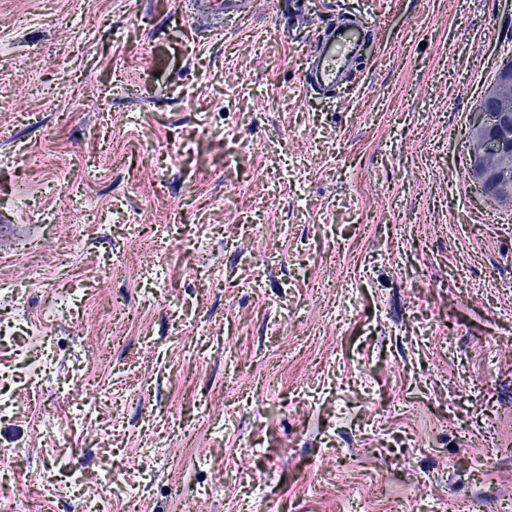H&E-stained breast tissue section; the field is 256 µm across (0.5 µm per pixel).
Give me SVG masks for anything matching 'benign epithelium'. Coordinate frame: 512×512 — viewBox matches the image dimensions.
<instances>
[{
    "label": "benign epithelium",
    "mask_w": 512,
    "mask_h": 512,
    "mask_svg": "<svg viewBox=\"0 0 512 512\" xmlns=\"http://www.w3.org/2000/svg\"><path fill=\"white\" fill-rule=\"evenodd\" d=\"M512 127V113L489 112L477 107L472 123L471 154L483 162L491 154L501 160L498 169L483 167L482 186L489 194H504L512 198V189L507 187L506 172L512 170V149L505 146L501 134Z\"/></svg>",
    "instance_id": "benign-epithelium-1"
}]
</instances>
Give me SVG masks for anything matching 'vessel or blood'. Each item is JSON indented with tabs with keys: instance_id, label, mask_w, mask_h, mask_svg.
Returning <instances> with one entry per match:
<instances>
[{
	"instance_id": "1",
	"label": "vessel or blood",
	"mask_w": 512,
	"mask_h": 512,
	"mask_svg": "<svg viewBox=\"0 0 512 512\" xmlns=\"http://www.w3.org/2000/svg\"><path fill=\"white\" fill-rule=\"evenodd\" d=\"M371 36V31L356 20L327 24L314 38L315 49L302 74L303 84L324 95L345 87L352 60Z\"/></svg>"
}]
</instances>
